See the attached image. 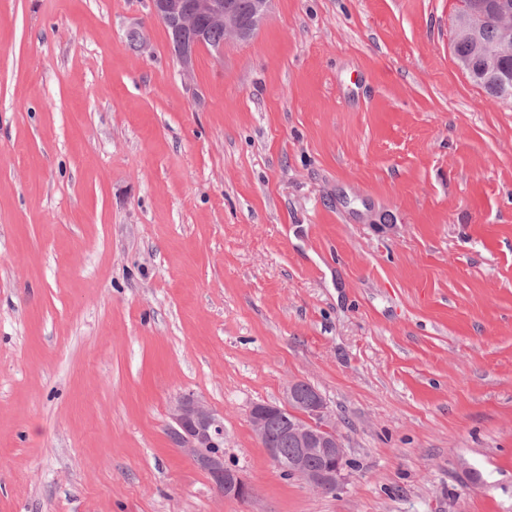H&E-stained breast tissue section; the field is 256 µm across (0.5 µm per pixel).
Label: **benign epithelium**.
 I'll use <instances>...</instances> for the list:
<instances>
[{"label": "benign epithelium", "mask_w": 512, "mask_h": 512, "mask_svg": "<svg viewBox=\"0 0 512 512\" xmlns=\"http://www.w3.org/2000/svg\"><path fill=\"white\" fill-rule=\"evenodd\" d=\"M456 39L478 42L479 31L491 13L506 23L501 52H512V0H455ZM271 0H254L248 16L241 15L233 0H150L152 16L171 29L173 54L184 73L193 69L200 49L217 59L223 47L207 44L208 29L224 28L225 38L247 40L267 17ZM282 410L297 417L284 428L296 444L294 455L284 459L269 440L268 427ZM256 438L270 459L305 485L330 492L343 479L347 455L343 436L327 412L326 402L313 386L302 391L292 382L283 405L256 403L250 411ZM170 438L205 471L218 492L226 498L242 499L250 494L239 470L224 463V414L214 410L201 396L182 395L170 409Z\"/></svg>", "instance_id": "obj_1"}]
</instances>
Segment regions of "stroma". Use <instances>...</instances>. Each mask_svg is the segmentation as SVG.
<instances>
[{"label":"stroma","instance_id":"obj_1","mask_svg":"<svg viewBox=\"0 0 512 512\" xmlns=\"http://www.w3.org/2000/svg\"><path fill=\"white\" fill-rule=\"evenodd\" d=\"M452 17L273 0L187 77L148 0H0V512H512V99ZM293 381L335 492L255 437ZM186 393L247 498L171 441ZM288 410L297 417V421L288 423L292 416L282 412L280 420L273 422L278 413ZM251 423L256 438L266 449L270 459L290 476L301 480L305 485L331 492L343 479V461L347 455L343 436L336 422L327 412L326 402L313 386L301 391L299 384L292 382L286 390V399L282 406L268 403H256L250 411ZM272 423L271 434L276 444L269 440L268 427ZM297 448L294 455L284 459L280 448H286L288 454Z\"/></svg>","mask_w":512,"mask_h":512}]
</instances>
